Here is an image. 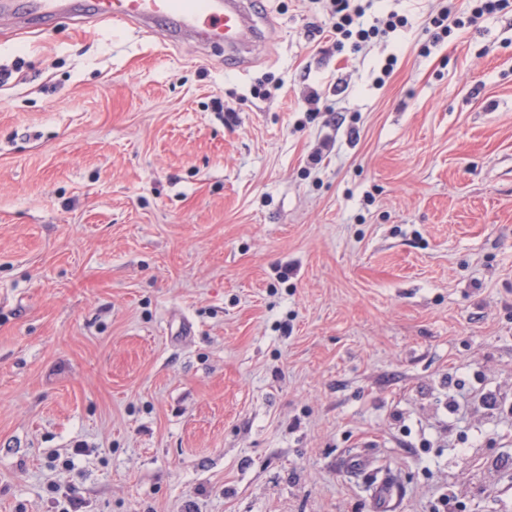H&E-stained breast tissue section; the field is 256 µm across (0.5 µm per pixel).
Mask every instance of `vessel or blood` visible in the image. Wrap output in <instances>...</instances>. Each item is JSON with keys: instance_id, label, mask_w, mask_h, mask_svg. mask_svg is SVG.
Instances as JSON below:
<instances>
[{"instance_id": "vessel-or-blood-1", "label": "vessel or blood", "mask_w": 512, "mask_h": 512, "mask_svg": "<svg viewBox=\"0 0 512 512\" xmlns=\"http://www.w3.org/2000/svg\"><path fill=\"white\" fill-rule=\"evenodd\" d=\"M252 0H0V16L21 15L41 24L57 17L122 23L149 30L172 45L237 46L249 34ZM398 494L386 479L371 492L373 512H394Z\"/></svg>"}]
</instances>
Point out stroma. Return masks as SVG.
I'll use <instances>...</instances> for the list:
<instances>
[{
    "mask_svg": "<svg viewBox=\"0 0 512 512\" xmlns=\"http://www.w3.org/2000/svg\"><path fill=\"white\" fill-rule=\"evenodd\" d=\"M439 3L262 0L243 70L0 17V512H512V7ZM369 0H331L333 3L331 32L335 35L334 41L337 49H342L348 44L352 50L359 52L371 46L380 36L389 32H395L408 25V19L404 15L394 12L388 13L381 22L367 25L364 21ZM448 5L437 12L431 11L426 21V29L432 31L433 42L448 36V20L453 26L463 28L472 25L484 14H494L509 7V0H448ZM398 500L396 487L386 478L376 482L371 492L374 512H393Z\"/></svg>",
    "mask_w": 512,
    "mask_h": 512,
    "instance_id": "1",
    "label": "stroma"
}]
</instances>
